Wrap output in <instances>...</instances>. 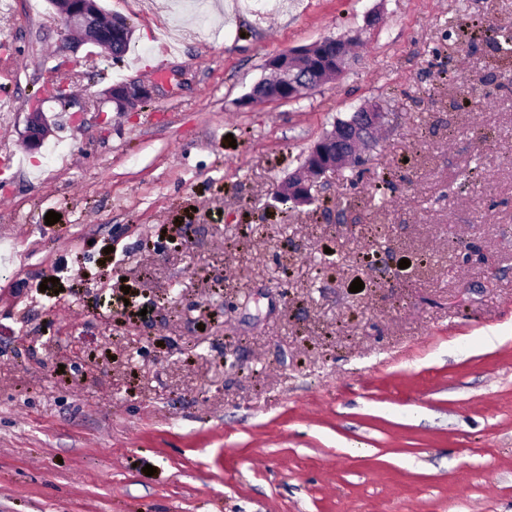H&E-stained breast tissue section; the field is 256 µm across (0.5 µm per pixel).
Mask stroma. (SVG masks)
<instances>
[{
  "label": "stroma",
  "mask_w": 512,
  "mask_h": 512,
  "mask_svg": "<svg viewBox=\"0 0 512 512\" xmlns=\"http://www.w3.org/2000/svg\"><path fill=\"white\" fill-rule=\"evenodd\" d=\"M176 2L100 0L135 27L113 61L0 0V512H512V0ZM352 36L337 78L243 104ZM134 78L151 100L102 101ZM366 104L363 165L281 213ZM298 56L291 53L286 59H281L276 66H270L275 71V77L272 80L264 79L263 83L251 94V97L245 102L249 103L254 99L262 98L265 101H287L295 100L303 95L305 87L298 80V74L295 72V63L293 58ZM41 101H35L28 106L26 134L23 143L29 151H38L44 144L49 128L43 115ZM357 109L348 119L359 114ZM385 112H381L375 106L364 107L360 111L357 120H348L336 122L333 129L323 135L313 146L306 156L303 167L297 169L288 176L285 181L277 189L282 195L291 197L280 198L283 204L292 202L298 206L310 204L312 201L311 188L318 180L329 171L338 170L351 148L359 145L364 141L359 138L361 128L373 131V135L377 138L378 132L384 126Z\"/></svg>",
  "instance_id": "35a3bbf8"
}]
</instances>
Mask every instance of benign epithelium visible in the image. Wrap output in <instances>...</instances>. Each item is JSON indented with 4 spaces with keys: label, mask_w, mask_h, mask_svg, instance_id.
<instances>
[{
    "label": "benign epithelium",
    "mask_w": 512,
    "mask_h": 512,
    "mask_svg": "<svg viewBox=\"0 0 512 512\" xmlns=\"http://www.w3.org/2000/svg\"><path fill=\"white\" fill-rule=\"evenodd\" d=\"M56 14L63 18L67 29H78L82 32L80 43L91 44L101 49V55L112 56L113 38L106 35L99 21L102 9L98 0H50ZM353 39L326 38L317 44L320 49L322 71L329 72L328 66L335 64L336 73H341L347 63L346 50ZM291 53L286 59L273 67L275 77L265 80L246 99L251 102L261 98L265 101L295 100L303 95L305 87L298 80ZM153 87L131 80L119 84L106 91L107 99L128 107L134 103L144 102L151 98ZM385 113L375 106H368L360 111L357 120L341 121L334 124L333 129L323 135L306 156L303 167L288 176V181L278 188L282 195L291 197L298 206L307 205L312 201L311 188L329 171L338 170L347 157L349 150L362 142L358 137L360 129L366 128L378 135L384 126ZM49 128L43 115L41 102L35 101L28 106L26 134L24 146L30 151H38L44 144Z\"/></svg>",
    "instance_id": "obj_1"
}]
</instances>
